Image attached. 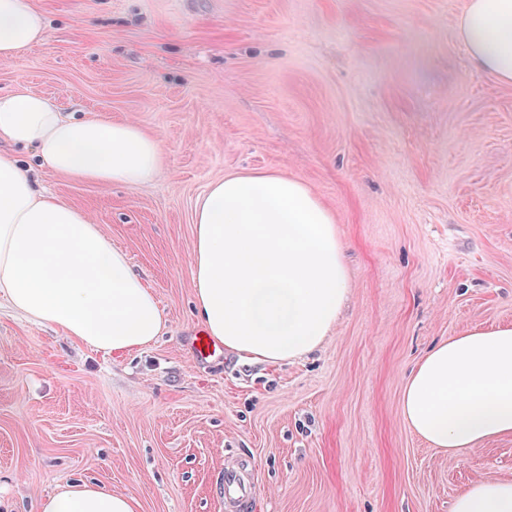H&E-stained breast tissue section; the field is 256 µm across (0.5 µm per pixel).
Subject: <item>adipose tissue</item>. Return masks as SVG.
Instances as JSON below:
<instances>
[{"mask_svg":"<svg viewBox=\"0 0 512 512\" xmlns=\"http://www.w3.org/2000/svg\"><path fill=\"white\" fill-rule=\"evenodd\" d=\"M44 31L32 0H0V63L17 61ZM459 38L479 69L512 84V0H467ZM0 140L69 177L132 187L165 160L161 142L139 125L68 118L26 89L0 96ZM194 224V314L207 335L274 363L325 342L348 276L334 217L310 188L276 173L229 174L198 198ZM0 300L107 356L141 350L165 327L153 289L103 226L40 190L1 152ZM401 408L411 429L448 451L512 434V328L473 330L433 347L408 375ZM138 508L134 494L95 480L69 483L36 504V512ZM452 512H512V482H476Z\"/></svg>","mask_w":512,"mask_h":512,"instance_id":"1","label":"adipose tissue"}]
</instances>
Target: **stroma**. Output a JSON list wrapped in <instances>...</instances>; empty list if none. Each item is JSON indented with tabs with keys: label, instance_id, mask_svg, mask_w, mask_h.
Here are the masks:
<instances>
[{
	"label": "stroma",
	"instance_id": "35a3bbf8",
	"mask_svg": "<svg viewBox=\"0 0 512 512\" xmlns=\"http://www.w3.org/2000/svg\"><path fill=\"white\" fill-rule=\"evenodd\" d=\"M42 44L0 64L59 111L138 124L166 160L148 183L81 182L24 149L46 190L105 225L166 322L104 356L0 303V512L80 479L139 512H451L512 481V434L456 453L401 413L435 344L512 327V86L458 38L466 0H32ZM254 170L305 183L335 218L349 299L312 354L197 361L196 200ZM247 467V464H242L241 467L224 471V500L238 503L239 505H247L249 503L250 493L246 477Z\"/></svg>",
	"mask_w": 512,
	"mask_h": 512
}]
</instances>
